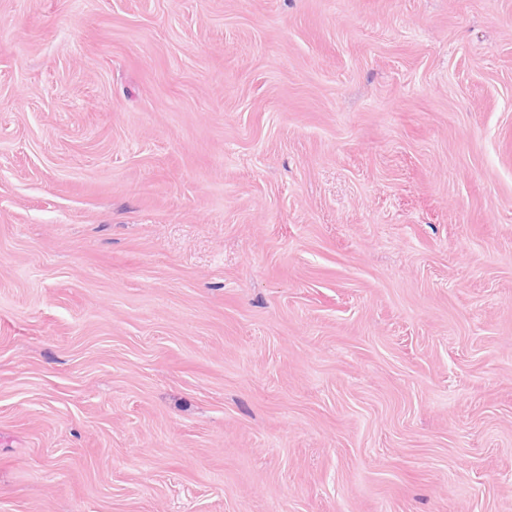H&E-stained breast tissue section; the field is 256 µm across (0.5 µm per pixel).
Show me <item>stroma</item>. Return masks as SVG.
Instances as JSON below:
<instances>
[{
	"mask_svg": "<svg viewBox=\"0 0 512 512\" xmlns=\"http://www.w3.org/2000/svg\"><path fill=\"white\" fill-rule=\"evenodd\" d=\"M0 512H512V0H0Z\"/></svg>",
	"mask_w": 512,
	"mask_h": 512,
	"instance_id": "1",
	"label": "stroma"
}]
</instances>
